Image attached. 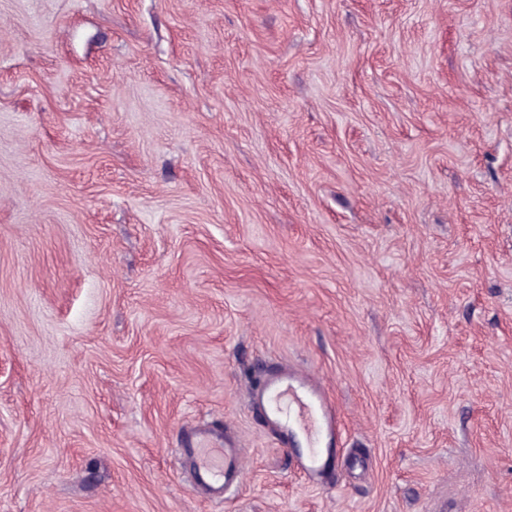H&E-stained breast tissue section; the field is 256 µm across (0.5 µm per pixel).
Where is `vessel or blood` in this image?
Masks as SVG:
<instances>
[{"instance_id": "b4317fda", "label": "vessel or blood", "mask_w": 512, "mask_h": 512, "mask_svg": "<svg viewBox=\"0 0 512 512\" xmlns=\"http://www.w3.org/2000/svg\"><path fill=\"white\" fill-rule=\"evenodd\" d=\"M249 398L268 427L280 436L292 433L304 441L297 469L311 478L323 477L342 434L341 417L324 385L306 370L285 367L266 374L251 388ZM179 450L194 458V484L209 487L214 500H223L245 478L241 443L231 433L200 424L182 435Z\"/></svg>"}]
</instances>
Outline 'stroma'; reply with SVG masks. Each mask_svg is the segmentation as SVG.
Listing matches in <instances>:
<instances>
[{"label": "stroma", "instance_id": "35a3bbf8", "mask_svg": "<svg viewBox=\"0 0 512 512\" xmlns=\"http://www.w3.org/2000/svg\"><path fill=\"white\" fill-rule=\"evenodd\" d=\"M0 512H512V0H0ZM251 407L260 411L268 427L276 430L288 445V433L301 437L306 450L297 455L295 466L309 478H324L326 462L335 451L336 461L342 420L334 398L324 385L305 369L280 368L264 376L249 391ZM290 400L298 403L291 414ZM336 446V448H331ZM240 441L228 430L223 432L200 424L186 431L180 439L179 450L195 460V486H207L210 497L222 501L224 495L236 488L245 478V462Z\"/></svg>", "mask_w": 512, "mask_h": 512}]
</instances>
